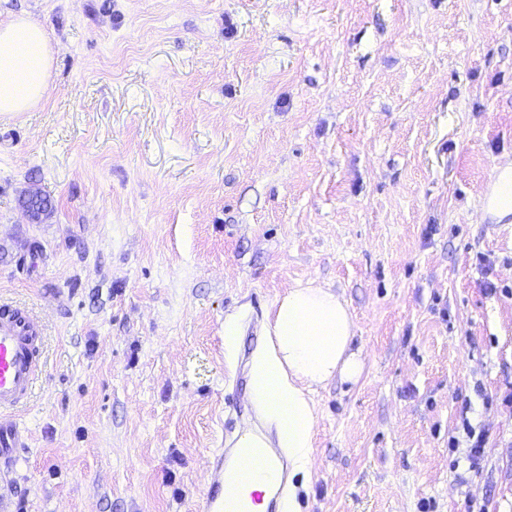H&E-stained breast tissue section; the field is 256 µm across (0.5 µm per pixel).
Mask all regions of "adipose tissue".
I'll list each match as a JSON object with an SVG mask.
<instances>
[{"label":"adipose tissue","instance_id":"1","mask_svg":"<svg viewBox=\"0 0 512 512\" xmlns=\"http://www.w3.org/2000/svg\"><path fill=\"white\" fill-rule=\"evenodd\" d=\"M52 57L43 26L27 16L0 24V113L28 112L49 88ZM267 340L252 358L251 404L276 438L250 433L241 448L288 449L298 469L308 464L317 410L312 392L338 379L357 382L364 362L353 351L355 326L341 295L320 286L289 289L273 305Z\"/></svg>","mask_w":512,"mask_h":512}]
</instances>
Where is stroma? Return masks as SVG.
Segmentation results:
<instances>
[{
    "label": "stroma",
    "instance_id": "obj_1",
    "mask_svg": "<svg viewBox=\"0 0 512 512\" xmlns=\"http://www.w3.org/2000/svg\"><path fill=\"white\" fill-rule=\"evenodd\" d=\"M53 51L0 114V298L47 328L18 512H195L276 299L331 286L299 512H512V0H0ZM36 189L52 213L32 220ZM241 334L224 345V321ZM484 432L469 468L464 425Z\"/></svg>",
    "mask_w": 512,
    "mask_h": 512
}]
</instances>
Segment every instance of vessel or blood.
Segmentation results:
<instances>
[{"mask_svg":"<svg viewBox=\"0 0 512 512\" xmlns=\"http://www.w3.org/2000/svg\"><path fill=\"white\" fill-rule=\"evenodd\" d=\"M45 367V329L26 306L0 305V512H13L9 475L18 449L26 447L28 436L16 420L17 413L31 400ZM255 469L273 472L275 481L262 491L251 493L253 505L277 506L288 483L291 464L278 448L251 455L246 448L215 449L209 461L206 491L198 512H225L224 481L239 473L246 460Z\"/></svg>","mask_w":512,"mask_h":512,"instance_id":"vessel-or-blood-1","label":"vessel or blood"}]
</instances>
